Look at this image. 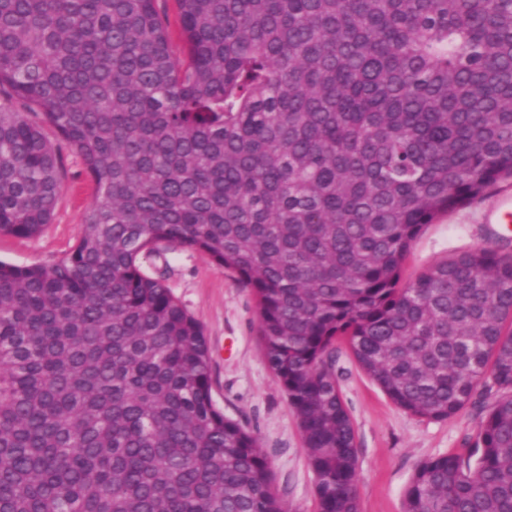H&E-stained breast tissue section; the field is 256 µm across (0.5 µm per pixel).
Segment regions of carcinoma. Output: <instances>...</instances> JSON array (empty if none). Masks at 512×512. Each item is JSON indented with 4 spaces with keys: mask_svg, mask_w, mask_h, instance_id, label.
<instances>
[{
    "mask_svg": "<svg viewBox=\"0 0 512 512\" xmlns=\"http://www.w3.org/2000/svg\"><path fill=\"white\" fill-rule=\"evenodd\" d=\"M0 0V234L51 223L60 154L96 196L60 262L0 261V512H284L258 437L216 409L200 324L143 255L208 254L257 300L315 476L359 512L336 345L467 453L403 512H512V253L404 282L413 241L512 178V0ZM162 15L166 18L170 38V48L174 57H182L184 48L180 10L177 0H159Z\"/></svg>",
    "mask_w": 512,
    "mask_h": 512,
    "instance_id": "1",
    "label": "carcinoma"
}]
</instances>
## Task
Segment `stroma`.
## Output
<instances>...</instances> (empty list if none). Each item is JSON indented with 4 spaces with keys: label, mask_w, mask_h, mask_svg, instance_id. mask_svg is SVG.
I'll use <instances>...</instances> for the list:
<instances>
[{
    "label": "stroma",
    "mask_w": 512,
    "mask_h": 512,
    "mask_svg": "<svg viewBox=\"0 0 512 512\" xmlns=\"http://www.w3.org/2000/svg\"><path fill=\"white\" fill-rule=\"evenodd\" d=\"M59 153L63 190L51 223L31 238L0 234L1 261L50 266L78 243L95 186L75 151L64 145ZM506 194L512 195V179L424 227L404 264L403 280H413L434 264L478 247L512 245V231H504L493 217L498 199ZM142 268L163 276L201 325L211 359L213 402L226 417L258 436L287 512H315L314 474L296 416L264 360L251 288L206 254L188 248H164ZM335 372L356 430L360 512H403L406 486L422 462L472 447L487 402L484 394H476L455 416L436 421L398 408L347 347L336 351Z\"/></svg>",
    "instance_id": "1"
}]
</instances>
